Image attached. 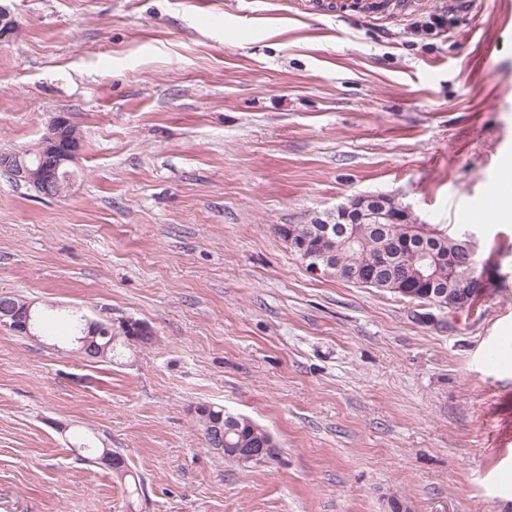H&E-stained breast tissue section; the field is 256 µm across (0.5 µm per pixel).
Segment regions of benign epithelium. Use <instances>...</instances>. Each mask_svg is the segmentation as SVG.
Returning a JSON list of instances; mask_svg holds the SVG:
<instances>
[{"label":"benign epithelium","instance_id":"obj_1","mask_svg":"<svg viewBox=\"0 0 512 512\" xmlns=\"http://www.w3.org/2000/svg\"><path fill=\"white\" fill-rule=\"evenodd\" d=\"M15 31V20L4 6H0V42H6ZM71 122L65 115L58 116L49 126L45 136L39 142L41 151V164L32 169L28 165L8 160L0 163V167L7 170L16 180L25 182L35 189L43 192L64 193L72 185L68 169L64 165L76 160L80 153L79 142L76 135L70 133ZM408 214L406 207L395 199L385 197L374 199L370 197H357L347 203L339 204L332 212L331 217L340 224L343 232L340 253L334 255L330 252L310 251L305 239L288 236L290 247L303 256L305 264L309 265V272L314 275L334 274L341 279L361 281L373 284L377 281L381 271L389 265L388 255L382 254L373 259L372 267L362 269L356 257L358 231L356 225L382 217L386 223L395 224L397 218ZM438 257L431 252H423L415 258L411 272L393 284L391 291L404 297H413L417 290L427 293L432 306L443 311L445 309L458 311L471 306V301L486 290L484 278L472 281H457L455 287L448 292L434 289L436 279L429 272V267L436 264ZM30 314L21 315L12 310L6 295H0V327L13 332L30 331ZM274 449L263 445L259 448H242L238 451L241 459L262 462L268 458Z\"/></svg>","mask_w":512,"mask_h":512}]
</instances>
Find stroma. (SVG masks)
Returning a JSON list of instances; mask_svg holds the SVG:
<instances>
[{
    "label": "stroma",
    "mask_w": 512,
    "mask_h": 512,
    "mask_svg": "<svg viewBox=\"0 0 512 512\" xmlns=\"http://www.w3.org/2000/svg\"><path fill=\"white\" fill-rule=\"evenodd\" d=\"M0 152L66 114L73 187L0 169V294L146 322L97 362L68 321L0 329V512H512V0L409 17L306 0H0ZM363 195L474 234L468 311L309 273L278 234ZM498 344V371L478 362ZM248 416L278 455L208 448L193 409ZM144 482L81 461L84 437ZM99 452V455H102L105 450H108L112 454V459L105 455L99 458L100 462L103 465H106L112 468V471L120 478L121 480L126 481L127 479V493L130 497L134 495H140V491L142 492V481L137 475L135 476L129 468V465L126 461L124 454L119 451L113 450L112 448H96ZM113 461V466H112Z\"/></svg>",
    "instance_id": "obj_1"
}]
</instances>
